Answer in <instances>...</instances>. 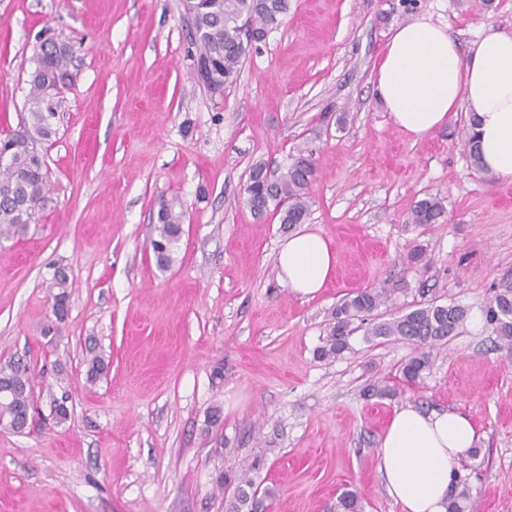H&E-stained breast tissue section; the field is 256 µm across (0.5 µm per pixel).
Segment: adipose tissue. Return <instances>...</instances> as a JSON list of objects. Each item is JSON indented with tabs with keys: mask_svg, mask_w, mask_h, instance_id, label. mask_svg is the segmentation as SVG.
I'll list each match as a JSON object with an SVG mask.
<instances>
[{
	"mask_svg": "<svg viewBox=\"0 0 512 512\" xmlns=\"http://www.w3.org/2000/svg\"><path fill=\"white\" fill-rule=\"evenodd\" d=\"M375 89L394 124L422 138L458 111L480 148L484 172L512 180V29L483 28L460 50L446 27L421 17L397 25L377 68ZM278 276L302 297L325 288L336 252L319 231L282 242ZM469 416L455 410H394L378 452V471L402 512H446L456 462L478 442Z\"/></svg>",
	"mask_w": 512,
	"mask_h": 512,
	"instance_id": "ef3b65f1",
	"label": "adipose tissue"
}]
</instances>
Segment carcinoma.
<instances>
[{"mask_svg": "<svg viewBox=\"0 0 512 512\" xmlns=\"http://www.w3.org/2000/svg\"><path fill=\"white\" fill-rule=\"evenodd\" d=\"M182 7L193 20L191 35L196 45V61L208 71L212 84L221 88L238 78L249 51L250 42L242 39V21L253 25L255 39L260 41L280 26L289 3L288 0H194L192 3L187 0ZM33 64L25 133L31 144L40 145L55 134L53 119L59 105V90L68 78V56L64 48H48L43 42L35 50ZM2 151L8 152V160L0 163V240L27 230L45 200L48 185L43 155L13 148L10 138L0 141ZM314 177L315 166L308 151H298L287 172L278 176L269 174L264 165L258 164L245 186V203L255 216L276 215L288 229L303 224L309 215L307 195ZM444 216L442 200L432 196L417 201L411 211L414 224H440ZM154 231L152 252L157 266L166 269L174 260L183 234V208L178 200L159 202ZM391 296L388 288H366L338 302L332 310L323 344L317 349L318 358L341 357L350 349V336L360 328L367 342L393 339L409 344L412 352L402 365V380L409 386H418L431 365L432 351L449 337L461 333L470 308L455 302H432L382 319L376 311L388 305ZM481 311L484 324L496 336L498 346L512 352V272L503 274L490 286ZM88 354L87 375L95 379L106 371L107 363L93 347L88 348ZM0 383L10 388L0 395V423L21 432L31 406L29 367L19 361L0 367ZM366 393L395 398L400 390L385 380H375L369 383ZM262 466L263 458L256 456L238 474L219 476L220 487L234 486L226 512H267L274 491L261 488L251 478V472ZM470 491L468 478L455 473L447 512H467Z\"/></svg>", "mask_w": 512, "mask_h": 512, "instance_id": "carcinoma-1", "label": "carcinoma"}]
</instances>
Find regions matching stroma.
Masks as SVG:
<instances>
[{
    "mask_svg": "<svg viewBox=\"0 0 512 512\" xmlns=\"http://www.w3.org/2000/svg\"><path fill=\"white\" fill-rule=\"evenodd\" d=\"M290 2L214 96L194 77L181 0H0L1 138L27 116L40 35L71 54L42 145L46 200L25 234L0 240V366L33 376L28 427L0 430V512H225L218 475L256 456L271 512H337L347 490L362 512H401L377 453L407 404L471 416L469 512H512V353L480 310L512 271V182L473 165L466 113L416 141L374 95L393 27L424 16L465 49L487 24L512 28V0ZM302 148L316 168L307 223L337 254L309 299L278 279V217L244 202L252 167L284 172ZM428 196L444 223L411 222ZM164 199L184 209L165 270L150 246ZM379 286L392 290L386 318L428 302L471 310L420 388L392 400L363 390L397 382L408 344L357 332L342 358L316 356L336 303ZM90 345L108 364L93 381ZM56 399L73 410L60 425Z\"/></svg>",
    "mask_w": 512,
    "mask_h": 512,
    "instance_id": "obj_1",
    "label": "stroma"
}]
</instances>
